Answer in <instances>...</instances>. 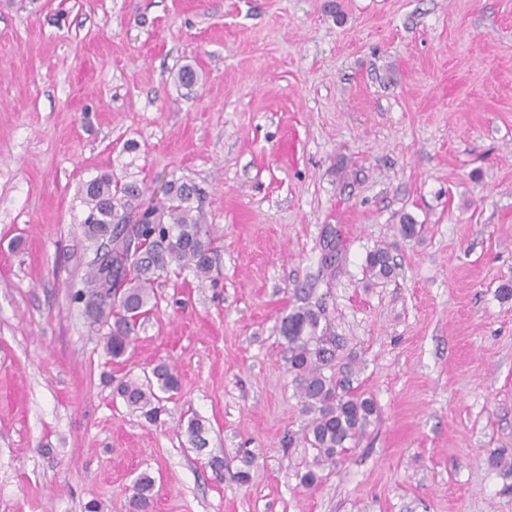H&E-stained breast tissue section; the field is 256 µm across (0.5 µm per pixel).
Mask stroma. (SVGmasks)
Returning <instances> with one entry per match:
<instances>
[{"mask_svg":"<svg viewBox=\"0 0 512 512\" xmlns=\"http://www.w3.org/2000/svg\"><path fill=\"white\" fill-rule=\"evenodd\" d=\"M103 172L192 179L217 246L118 359L70 299ZM510 279L512 0H0V512H127L143 472L153 512H512ZM298 288L377 406L311 489ZM160 362L151 423L116 384ZM394 268L388 247L377 246L369 252L366 259V272L370 279L389 278L393 274Z\"/></svg>","mask_w":512,"mask_h":512,"instance_id":"stroma-1","label":"stroma"}]
</instances>
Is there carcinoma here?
Returning a JSON list of instances; mask_svg holds the SVG:
<instances>
[{
  "instance_id": "carcinoma-1",
  "label": "carcinoma",
  "mask_w": 512,
  "mask_h": 512,
  "mask_svg": "<svg viewBox=\"0 0 512 512\" xmlns=\"http://www.w3.org/2000/svg\"><path fill=\"white\" fill-rule=\"evenodd\" d=\"M86 216L82 235L94 248L90 269L80 283L72 285L71 297L82 303L92 323L107 326L106 354L122 357L133 341L141 318L156 300L154 283L168 273L191 269L206 280L213 269L214 238L205 229L204 190L184 178L166 180L150 188L137 181H122L104 173L81 189ZM112 255L100 254L105 242ZM369 278L390 277L394 264L389 248L378 246L366 259ZM279 332L287 341L288 371L308 416L306 441L315 451L301 482L313 487L320 482L318 468L334 466L377 413L374 400L352 386L355 370L342 362L340 338L321 300L305 298L280 321ZM178 377L165 363L151 369L140 381L119 382L117 393L132 410L153 421L161 395L178 390ZM189 442L197 450L207 445L201 420L188 421ZM155 480L141 473L135 480L127 508L151 512Z\"/></svg>"
}]
</instances>
